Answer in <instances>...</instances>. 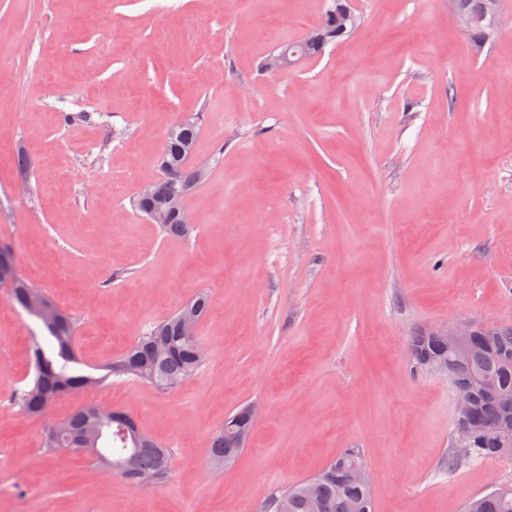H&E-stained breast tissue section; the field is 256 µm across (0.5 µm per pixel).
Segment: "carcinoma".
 I'll list each match as a JSON object with an SVG mask.
<instances>
[{
	"instance_id": "cac0c4a2",
	"label": "carcinoma",
	"mask_w": 512,
	"mask_h": 512,
	"mask_svg": "<svg viewBox=\"0 0 512 512\" xmlns=\"http://www.w3.org/2000/svg\"><path fill=\"white\" fill-rule=\"evenodd\" d=\"M349 9L356 21H361L355 0H328L318 27L301 40L285 44L288 52L299 60L314 59L327 45L351 37L356 30L345 20L343 9ZM466 31L476 42L485 41L494 28L481 20ZM199 136L195 118L177 122L169 129L160 162L167 163L170 173L158 184L154 204L168 205L169 200L186 202L191 190L203 178L199 168L187 160ZM162 233L171 239H185L190 228L172 218L159 225ZM0 278L11 283L10 299L23 309L30 305H45V315L30 316L39 320L50 343L38 336L32 337L30 354L34 368L31 383L18 388L12 395V404L26 416L46 414L60 399L75 392L100 388L110 377H125L145 381L161 390H173L195 376L206 359L200 336L187 337L181 324L182 310L155 322L150 330L133 343L121 356L103 367L104 374H83L77 368L81 360L77 354L78 319L71 312L57 306L42 289L23 279L18 271L14 251L0 244ZM407 354L422 358L448 359V384L453 393L471 397V409L465 423L472 429L469 451L448 454V471L452 472L470 461L482 459H512V326L485 325L472 337L467 353L439 338L435 330L419 331L410 337ZM135 420L115 422L98 415L97 408L86 402L63 419L46 427L44 447L48 451L79 453L81 444L88 447L91 466L104 470L125 456H134L132 471L124 480L133 484L147 475L159 483L168 474L170 449L152 435L148 441L134 444L131 428ZM251 422L243 409L225 419L210 438L209 457L218 467L224 458L234 452L225 446V434ZM367 467L361 451L347 448L317 474L271 494L263 505V512H373V500L367 490L368 481L359 478L357 470ZM464 512H512V490L493 487L469 501Z\"/></svg>"
}]
</instances>
